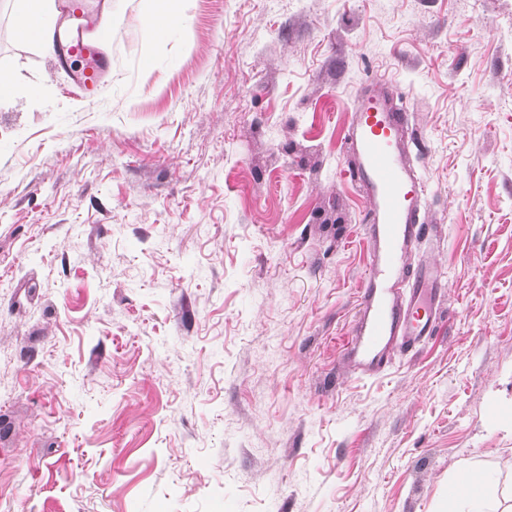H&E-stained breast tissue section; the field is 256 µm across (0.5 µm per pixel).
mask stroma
I'll return each mask as SVG.
<instances>
[{
  "label": "stroma",
  "instance_id": "obj_1",
  "mask_svg": "<svg viewBox=\"0 0 512 512\" xmlns=\"http://www.w3.org/2000/svg\"><path fill=\"white\" fill-rule=\"evenodd\" d=\"M110 0L88 99L0 0V512H512V0ZM431 192L434 336L340 362L374 78ZM487 479L480 472L464 474L460 480L454 482L448 488V498L460 502L461 509L458 512H493L488 509L486 497ZM458 486V491H451L450 488Z\"/></svg>",
  "mask_w": 512,
  "mask_h": 512
}]
</instances>
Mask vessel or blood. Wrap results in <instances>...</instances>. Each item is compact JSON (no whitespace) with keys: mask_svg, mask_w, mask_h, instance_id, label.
<instances>
[{"mask_svg":"<svg viewBox=\"0 0 512 512\" xmlns=\"http://www.w3.org/2000/svg\"><path fill=\"white\" fill-rule=\"evenodd\" d=\"M54 68L94 93L111 71L110 30L88 0H58ZM384 79L356 97L348 127L351 179L369 204L364 226L367 270L359 308L342 346V360L359 376L384 372L394 353L417 348L436 329L444 284L435 266L411 259L429 233L424 222L427 184L408 158L405 113L394 107Z\"/></svg>","mask_w":512,"mask_h":512,"instance_id":"b4317fda","label":"vessel or blood"}]
</instances>
